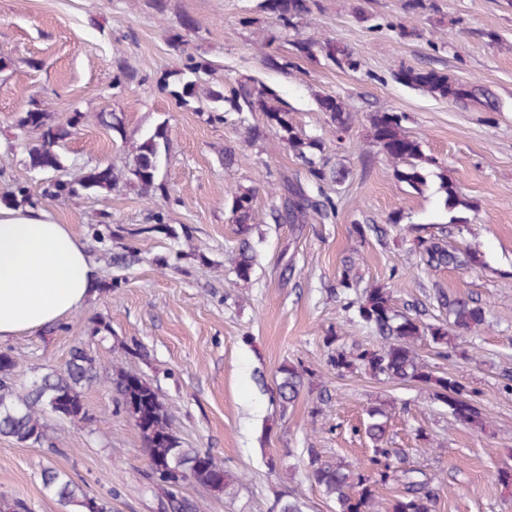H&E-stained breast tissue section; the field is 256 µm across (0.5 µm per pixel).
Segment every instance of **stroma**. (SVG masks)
Returning a JSON list of instances; mask_svg holds the SVG:
<instances>
[{
    "label": "stroma",
    "mask_w": 512,
    "mask_h": 512,
    "mask_svg": "<svg viewBox=\"0 0 512 512\" xmlns=\"http://www.w3.org/2000/svg\"><path fill=\"white\" fill-rule=\"evenodd\" d=\"M257 3L0 0V197L27 186L40 208L70 225L98 276L93 295L54 329L0 341L17 363L16 387L62 368L79 341L102 368L139 373L185 446L209 452L240 479L232 497L185 485L203 512H278L293 500L301 512H336L307 477L306 450L365 465L372 444L360 426L371 406L389 413L388 445L403 450L407 468L433 477L435 512H512V486L499 478L512 468V0H310L291 31ZM297 39L313 42L309 55L296 52ZM328 39L353 53L357 69L325 58L319 44ZM188 54L212 64L203 87L266 85L298 132L322 138L330 168L342 175L321 184L336 205L331 221L274 223L285 179L305 171L264 113L255 114L262 134L250 141L234 114L212 122L198 102L161 90L159 79ZM268 55L288 68H268ZM118 58L137 78L116 89ZM405 67L447 72L475 95L455 102L405 86L397 79ZM323 96L352 113L347 132L333 133L318 107ZM34 102L56 121L84 113L64 145L65 164L112 166L119 176L112 190L43 195L44 178L29 170L16 139V122ZM103 110L122 117L121 131L96 121ZM377 112L401 114L407 133L436 158L420 189L370 143ZM161 121L170 143L158 174L166 191L145 196L128 170L142 134ZM446 182L457 190L452 207ZM236 191L253 195L248 239L258 263L247 281L233 263ZM159 210L176 236L144 233ZM393 214L400 223H388ZM443 231L449 246L479 264L425 267L412 241ZM121 252L125 264H113ZM348 265L357 281L350 291L338 286ZM373 284L427 324L441 319V290L484 307L485 325L460 335L455 351L441 355L419 343L431 371L475 397L484 428L457 421L429 385L330 369L325 337L345 349L379 344L344 310ZM286 362L307 369L310 382L284 411L273 388ZM83 397L89 421L47 414L50 445L0 437V492L31 512H63L43 488L49 465L89 495L111 496L112 512H162L146 488L140 435L108 385L85 388Z\"/></svg>",
    "instance_id": "1"
}]
</instances>
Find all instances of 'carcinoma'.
<instances>
[{
    "label": "carcinoma",
    "instance_id": "1",
    "mask_svg": "<svg viewBox=\"0 0 512 512\" xmlns=\"http://www.w3.org/2000/svg\"><path fill=\"white\" fill-rule=\"evenodd\" d=\"M277 16L288 27L294 19L308 12V0H277ZM321 49L327 59L341 69L356 67L352 52L339 43L326 41ZM210 70V62L201 56H187L186 71L193 79L183 82L182 92H173L178 98L197 94L202 75ZM400 82L419 90L458 101L474 94L453 81L448 74L436 70L405 68L398 73ZM211 102L208 118L223 120L220 111L229 104L237 114L239 126L247 132L256 130L250 119L257 111L265 114L267 123L283 133L295 157L306 169L311 181L319 184L327 179L328 161L324 156L322 141L316 137H301L288 120V112L268 106L275 93L265 86L251 87L240 84L231 95L220 91H207ZM319 108L326 112L330 122L340 135L346 132L351 116L344 103L325 96L318 101ZM83 118L75 112L58 125L49 124L48 112L34 104L17 120L21 134L27 137L30 168L47 175L44 193L48 195H76L78 188L105 190L112 187L114 174L103 176V168L95 166L86 172L63 179L55 176L62 163L58 148L63 146ZM403 117L396 112H377L370 118L369 137L389 158L407 166L403 179L417 189L424 184L422 170L436 161L421 150L420 142L408 135L402 126ZM169 149L167 129L161 124L147 134L136 147L131 174L141 191L148 194L163 189L156 183L161 155ZM284 200L272 207L279 222L303 224L309 216L321 220L335 214L334 204L324 196L314 198L300 179H288L283 186ZM15 207H36L39 198L26 187L18 185L11 192ZM253 195L249 192L234 193L231 201L232 221L240 232L246 233L254 220ZM420 249L421 260L431 268L467 267L477 263L470 254L448 250L444 240L433 236L413 239ZM254 256L249 247L242 246L235 263V273L241 280L251 277ZM438 306L445 310L448 320L438 325H427L420 314L400 311L395 306L392 294L382 286L365 289L360 299L344 305L354 311L359 321L375 332L382 342L376 347H358L346 351L337 348L328 357V366L342 372L359 368L371 376H384L400 382L420 381L435 387V396L451 410L456 420L472 426L483 427L480 408L467 397L466 390L456 380L436 376L420 362L417 345L425 336L430 337L433 347L440 353L448 352L458 331H472L486 323L484 308L474 300L437 294ZM17 364L7 353L0 354V436L13 438L19 443L41 445L47 439L48 424L45 410L73 423L89 420L83 400V389L100 381L101 372L96 359L86 346L79 342L71 351L65 367L53 369L33 382L26 391L17 390L13 383ZM307 371L294 365L283 364L279 368V381L275 386V397L282 410L295 403L305 386ZM110 389L116 395V403L134 422L140 433L143 452L149 472L148 489H159L167 494L161 502L165 512H201L195 501L179 495L174 487L190 482L204 492L219 496L227 493L235 478L224 469V463L198 448H187L174 431L167 410L156 390L138 373L122 367H113L107 375ZM388 414L382 407L367 410L363 430L373 444V455L365 468H349L346 465L324 458L318 449H306L308 478L323 488L326 496L336 502L338 512H434L436 491L426 478L413 475V470L402 468L401 453L396 448H387ZM403 477V490L388 507L383 506L377 488L396 478ZM42 483L58 502L65 506H76L81 512H112L111 500L91 498L83 488L66 473L47 467L42 472ZM0 512H29L27 504L20 498L0 493Z\"/></svg>",
    "mask_w": 512,
    "mask_h": 512
}]
</instances>
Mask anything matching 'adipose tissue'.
I'll list each match as a JSON object with an SVG mask.
<instances>
[{
	"instance_id": "ef3b65f1",
	"label": "adipose tissue",
	"mask_w": 512,
	"mask_h": 512,
	"mask_svg": "<svg viewBox=\"0 0 512 512\" xmlns=\"http://www.w3.org/2000/svg\"><path fill=\"white\" fill-rule=\"evenodd\" d=\"M96 281L68 225L41 209L0 208V341L63 319Z\"/></svg>"
}]
</instances>
